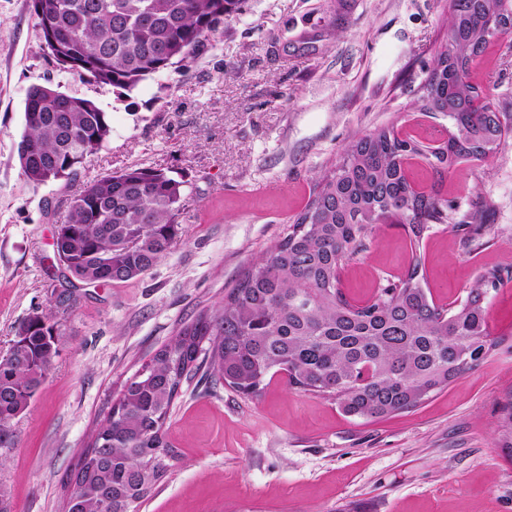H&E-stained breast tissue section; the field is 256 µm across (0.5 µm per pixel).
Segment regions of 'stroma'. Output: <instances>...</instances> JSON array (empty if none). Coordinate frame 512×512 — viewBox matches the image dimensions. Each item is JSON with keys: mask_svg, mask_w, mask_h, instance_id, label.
Instances as JSON below:
<instances>
[{"mask_svg": "<svg viewBox=\"0 0 512 512\" xmlns=\"http://www.w3.org/2000/svg\"><path fill=\"white\" fill-rule=\"evenodd\" d=\"M450 0H243L186 67L133 92L61 70L28 0H0V354L29 315L52 313L58 352L0 449L11 512H63L64 480L126 379L284 237L319 176L361 135L394 125L434 141L447 118L415 104L446 33ZM512 115V35L491 41L471 76ZM60 86L107 113L110 139L72 179L32 187L17 147L28 89ZM130 166L181 172L183 234L146 275L69 287L53 236L70 198ZM449 206L494 205L490 231L433 225L413 244L384 224L342 272L355 298L402 274L413 251L440 304L499 270L487 297L494 346L484 363L422 404L367 420L275 375L247 396L184 382L166 424L179 454L140 512H512V452L498 433L512 394V134L442 180L413 169Z\"/></svg>", "mask_w": 512, "mask_h": 512, "instance_id": "35a3bbf8", "label": "stroma"}]
</instances>
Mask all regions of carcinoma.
Segmentation results:
<instances>
[{"label":"carcinoma","mask_w":512,"mask_h":512,"mask_svg":"<svg viewBox=\"0 0 512 512\" xmlns=\"http://www.w3.org/2000/svg\"><path fill=\"white\" fill-rule=\"evenodd\" d=\"M241 0H30L31 15L49 54L89 84L131 92L144 80L187 65L197 50L238 14ZM494 15L512 33V9L499 0H451L448 42L435 56L421 112L438 98L455 104L448 136L434 147L393 126L378 127L349 145L318 184L288 233L242 275L224 302L203 311L124 383L107 418L96 426L75 468L65 512H134L163 483L178 460L165 425L178 388L205 370L213 385L262 393L288 370V384L336 401L350 415L375 420L413 408L480 365L489 355L486 298L502 280L479 275L466 298L448 309L424 288L422 256L404 274L363 301L340 288L343 267L366 249L381 224L407 226L419 242L434 224L487 226V205L462 215L417 185L418 160L442 174L462 159L482 161L508 134L503 114L470 82L493 37ZM18 150L26 184L76 174L111 131L107 113L91 99L51 84L26 96ZM186 181L170 171L137 166L92 180L71 198L56 228L57 260L87 285L147 274L181 238ZM49 313L22 322L0 356V448L19 443L17 421L28 411L57 352ZM501 444L512 449V397L502 407Z\"/></svg>","instance_id":"carcinoma-1"}]
</instances>
